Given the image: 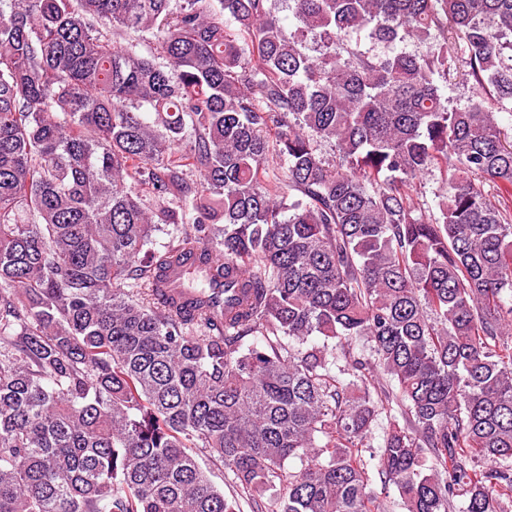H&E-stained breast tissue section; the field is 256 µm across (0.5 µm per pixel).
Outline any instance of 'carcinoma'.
Instances as JSON below:
<instances>
[{
    "instance_id": "1",
    "label": "carcinoma",
    "mask_w": 512,
    "mask_h": 512,
    "mask_svg": "<svg viewBox=\"0 0 512 512\" xmlns=\"http://www.w3.org/2000/svg\"><path fill=\"white\" fill-rule=\"evenodd\" d=\"M508 104L512 0H0V512H512ZM462 61L464 59L459 54L448 76V85L441 88L450 106H463L472 95V82L467 83L461 76V72L466 69Z\"/></svg>"
}]
</instances>
